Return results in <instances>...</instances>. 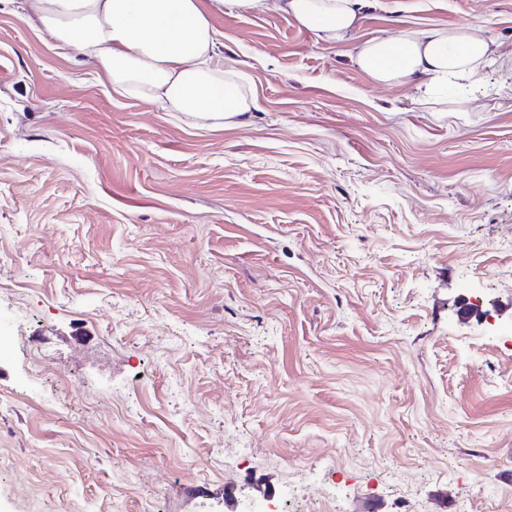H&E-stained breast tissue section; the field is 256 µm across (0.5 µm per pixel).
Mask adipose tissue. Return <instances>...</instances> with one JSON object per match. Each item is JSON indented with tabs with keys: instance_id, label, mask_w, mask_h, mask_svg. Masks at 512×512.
I'll return each instance as SVG.
<instances>
[{
	"instance_id": "1",
	"label": "adipose tissue",
	"mask_w": 512,
	"mask_h": 512,
	"mask_svg": "<svg viewBox=\"0 0 512 512\" xmlns=\"http://www.w3.org/2000/svg\"><path fill=\"white\" fill-rule=\"evenodd\" d=\"M39 28L99 68L113 90L165 112L233 126L256 108L238 72L224 66L211 12L260 14L278 9L318 37L343 43L359 28L369 0H28ZM354 63L374 83L406 85L421 95L478 84L486 67L512 74L485 28L410 30L358 43Z\"/></svg>"
}]
</instances>
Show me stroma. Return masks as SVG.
Here are the masks:
<instances>
[{
	"label": "stroma",
	"instance_id": "1",
	"mask_svg": "<svg viewBox=\"0 0 512 512\" xmlns=\"http://www.w3.org/2000/svg\"><path fill=\"white\" fill-rule=\"evenodd\" d=\"M211 23L238 126L0 0V512H512L503 72L421 103L279 11ZM466 23L512 52V0H371L356 38Z\"/></svg>",
	"mask_w": 512,
	"mask_h": 512
}]
</instances>
